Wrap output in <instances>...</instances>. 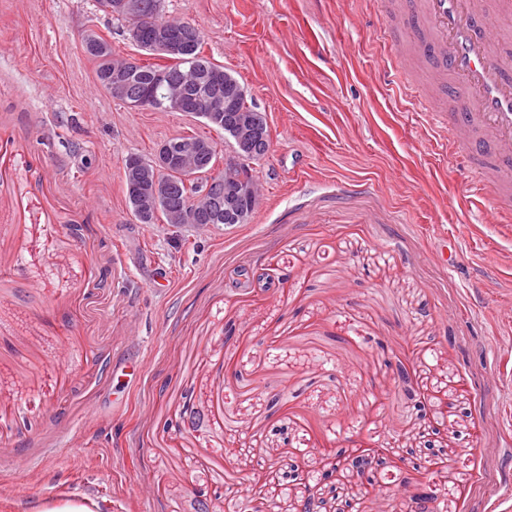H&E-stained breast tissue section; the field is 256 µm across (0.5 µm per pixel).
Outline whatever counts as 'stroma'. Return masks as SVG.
Instances as JSON below:
<instances>
[{"mask_svg":"<svg viewBox=\"0 0 512 512\" xmlns=\"http://www.w3.org/2000/svg\"><path fill=\"white\" fill-rule=\"evenodd\" d=\"M268 122L245 224L145 226L126 155L224 135L100 87L82 34L139 52L95 0H0V512H295L279 483L364 448L353 512H512V230L480 221L445 128L390 71L411 0H166ZM137 355L141 381L113 384ZM131 155H135V156L144 158L142 155H139L136 153H131V154H128L123 160V174H124L123 186H124V194H125V199H126L127 205L129 207V209L131 210L135 219L138 220L141 224H155V221H143L138 216V213L140 211H148V210L152 209L151 207L146 206L145 202L151 195V193L149 192V188L153 184V181H152V179H146L145 177H142L139 180V183L142 186V188L144 189V191L136 198H134L132 196V194L130 192V187H131V184H133L134 181L136 179H138V176L136 174V173H138V171L129 169L127 167L126 158Z\"/></svg>","mask_w":512,"mask_h":512,"instance_id":"35a3bbf8","label":"stroma"}]
</instances>
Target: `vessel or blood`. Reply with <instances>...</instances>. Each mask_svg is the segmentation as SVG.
<instances>
[{
  "label": "vessel or blood",
  "mask_w": 512,
  "mask_h": 512,
  "mask_svg": "<svg viewBox=\"0 0 512 512\" xmlns=\"http://www.w3.org/2000/svg\"><path fill=\"white\" fill-rule=\"evenodd\" d=\"M422 8V49L469 106L442 117L448 155L467 157L486 222L511 224L512 67L499 54L492 21L478 20L475 0H422Z\"/></svg>",
  "instance_id": "vessel-or-blood-1"
}]
</instances>
